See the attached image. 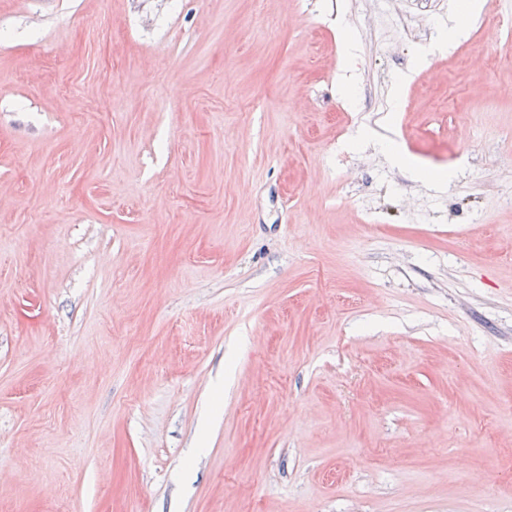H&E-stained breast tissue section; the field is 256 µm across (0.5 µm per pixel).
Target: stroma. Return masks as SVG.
<instances>
[{"mask_svg": "<svg viewBox=\"0 0 512 512\" xmlns=\"http://www.w3.org/2000/svg\"><path fill=\"white\" fill-rule=\"evenodd\" d=\"M456 2L0 0V512H512V0Z\"/></svg>", "mask_w": 512, "mask_h": 512, "instance_id": "1", "label": "stroma"}]
</instances>
